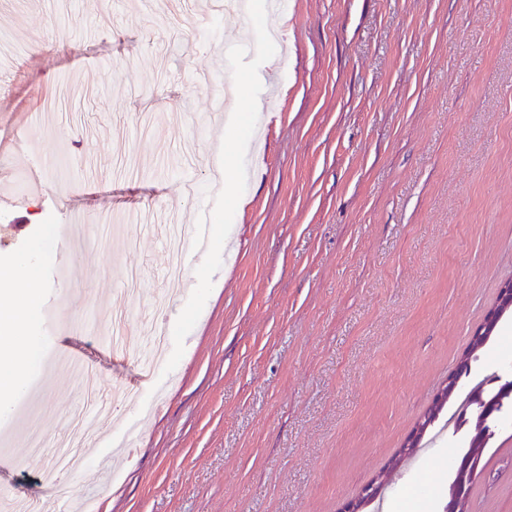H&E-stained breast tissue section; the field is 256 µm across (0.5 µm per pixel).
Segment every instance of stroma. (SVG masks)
I'll list each match as a JSON object with an SVG mask.
<instances>
[{"label": "stroma", "mask_w": 512, "mask_h": 512, "mask_svg": "<svg viewBox=\"0 0 512 512\" xmlns=\"http://www.w3.org/2000/svg\"><path fill=\"white\" fill-rule=\"evenodd\" d=\"M193 0H0V280L18 257L41 282L70 216L89 238L66 288L36 303L33 389L0 411V474L9 499L44 501L43 482L91 412L84 384L118 398L94 416L99 453L73 484L75 512H342L402 448L474 331L512 281V0H283L277 37L239 51L222 19L196 28ZM254 68L237 109L246 137L223 192L224 139L204 120L224 80ZM42 197L28 194L32 165ZM210 207L220 247L189 263L193 293L159 263L154 228ZM142 278L128 299L126 351L109 331L123 268ZM78 329L84 378L40 343L50 323ZM171 338L166 365L138 384L147 325ZM512 317L476 353L447 406L476 377L512 372ZM39 408L41 452L24 445ZM137 411L136 447L117 423ZM494 435L468 512H512V426ZM468 429H447L419 469L399 468L384 500L442 512L448 457Z\"/></svg>", "instance_id": "35a3bbf8"}]
</instances>
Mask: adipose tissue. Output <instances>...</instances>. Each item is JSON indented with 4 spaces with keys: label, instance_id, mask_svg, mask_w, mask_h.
Returning a JSON list of instances; mask_svg holds the SVG:
<instances>
[{
    "label": "adipose tissue",
    "instance_id": "adipose-tissue-1",
    "mask_svg": "<svg viewBox=\"0 0 512 512\" xmlns=\"http://www.w3.org/2000/svg\"><path fill=\"white\" fill-rule=\"evenodd\" d=\"M12 287L0 290V409L24 387L26 343L16 330L30 320L35 307L38 279L25 259H17L11 271Z\"/></svg>",
    "mask_w": 512,
    "mask_h": 512
}]
</instances>
